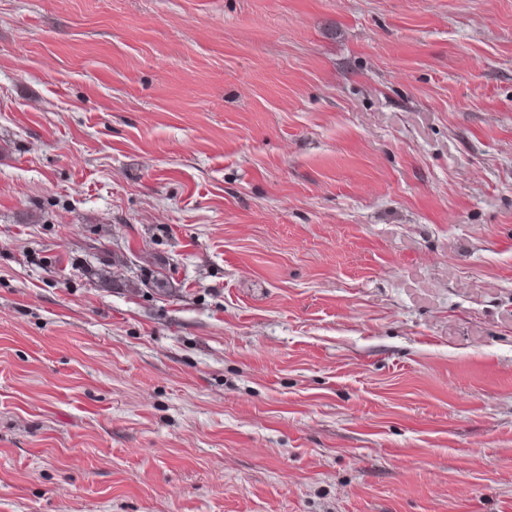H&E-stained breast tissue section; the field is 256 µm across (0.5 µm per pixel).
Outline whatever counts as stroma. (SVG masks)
<instances>
[{
    "mask_svg": "<svg viewBox=\"0 0 512 512\" xmlns=\"http://www.w3.org/2000/svg\"><path fill=\"white\" fill-rule=\"evenodd\" d=\"M0 512H512V0H0Z\"/></svg>",
    "mask_w": 512,
    "mask_h": 512,
    "instance_id": "35a3bbf8",
    "label": "stroma"
}]
</instances>
